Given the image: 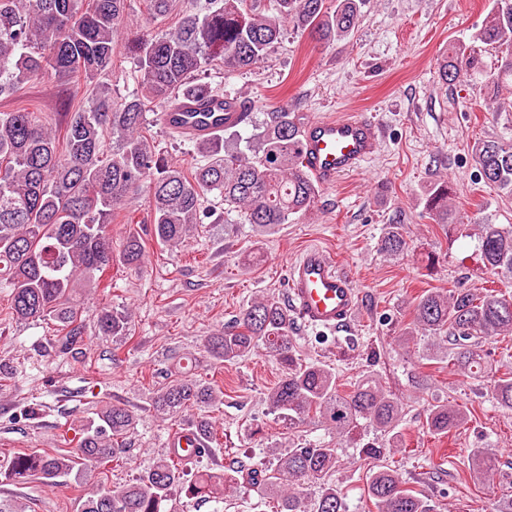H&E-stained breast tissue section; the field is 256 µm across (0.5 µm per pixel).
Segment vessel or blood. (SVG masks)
<instances>
[{
  "instance_id": "obj_1",
  "label": "vessel or blood",
  "mask_w": 512,
  "mask_h": 512,
  "mask_svg": "<svg viewBox=\"0 0 512 512\" xmlns=\"http://www.w3.org/2000/svg\"><path fill=\"white\" fill-rule=\"evenodd\" d=\"M244 110L238 100L221 95L204 101L190 99L164 112L163 121L173 130L204 138L222 131L225 124L240 121ZM381 138V126L367 114L316 120L304 130L303 161L319 182L329 185L363 169L376 154ZM288 297L297 321L321 333L347 328L359 307L349 275L317 247L306 249L289 263ZM199 445L195 431L187 429L171 440L168 453L187 461L196 456Z\"/></svg>"
}]
</instances>
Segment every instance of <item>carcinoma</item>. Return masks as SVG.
Wrapping results in <instances>:
<instances>
[{
	"label": "carcinoma",
	"instance_id": "1",
	"mask_svg": "<svg viewBox=\"0 0 512 512\" xmlns=\"http://www.w3.org/2000/svg\"><path fill=\"white\" fill-rule=\"evenodd\" d=\"M262 2L205 0L203 9L183 11L174 27L145 36L123 26L125 0H0V98L49 72L75 86L110 76L119 46L133 59L141 86V93L119 102L98 82L91 100L65 113L62 147L51 119L42 113L0 112V283L12 288L16 319L56 323L60 350L79 343L78 304L83 294L100 287V274L114 261L132 265L143 258L139 233L116 245L111 229L114 210L138 192L149 197V233L167 250L183 245L196 225L214 216L204 208L213 192L224 197L225 212L237 213L258 238L314 207L319 187L303 165L304 121L286 107L263 113L260 121L249 117L252 131L246 137L228 125L224 135L197 141L203 163L188 172L142 132L148 105L165 111L187 96L212 95L210 85L196 80L200 71L220 64L224 73L232 74L263 63L287 23L323 43L349 38L367 0H336L334 9L326 0H273L272 12ZM477 40L505 50L493 73L487 74L478 53L451 46L439 78L447 85L464 76L487 78L493 84L494 105L502 89L512 87V0H494ZM468 150L477 178L512 193L511 140L479 139ZM424 208L445 233L464 230L448 182L427 189ZM477 228L484 267L512 276V225L487 218ZM381 247L397 256L408 243L400 229L391 227ZM413 313V321L398 336L399 345L409 346L418 335L433 337L432 353L452 352L454 372L490 384L498 408L512 413V371L500 373L483 352L485 343L512 335V297L492 290L431 289L416 298ZM131 322L129 311L105 309L97 319V335L123 338L130 334ZM206 346L213 360L229 364L260 348L273 358L281 375L266 402L270 413L288 425L315 415L336 438L373 459L401 447V400L371 373L344 390L331 367L299 358L293 322L279 296L255 298L234 325L209 336ZM222 403L220 387L187 375L157 389L151 399L164 421ZM464 421L463 410L455 404L427 408L425 425L434 436H446ZM369 427L383 431L386 441L366 440ZM133 429L129 410L105 407L69 453H15L6 461L5 477L22 482L36 476L51 482L73 473L82 479L87 468L118 458ZM195 431L206 446L217 442L211 416H201ZM471 461L478 482L490 480L497 471L492 448L475 449ZM337 463L335 444L323 441L290 448L270 467H241L235 476L201 470L188 480L177 462L162 457L129 484L88 492L75 502L74 512H181L182 493L205 501L246 486L276 500V512H348L331 480ZM306 484L320 488L310 504L302 492ZM367 494L375 512H434L428 499L406 488L391 469L370 471Z\"/></svg>",
	"mask_w": 512,
	"mask_h": 512
}]
</instances>
